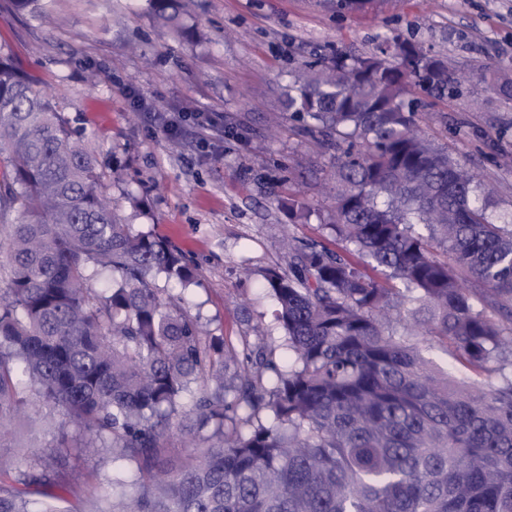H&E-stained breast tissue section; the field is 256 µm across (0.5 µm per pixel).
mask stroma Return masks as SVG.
I'll return each mask as SVG.
<instances>
[{
  "label": "stroma",
  "mask_w": 512,
  "mask_h": 512,
  "mask_svg": "<svg viewBox=\"0 0 512 512\" xmlns=\"http://www.w3.org/2000/svg\"><path fill=\"white\" fill-rule=\"evenodd\" d=\"M177 38L148 0H51L47 18L0 0V49L56 98L78 136L97 150L103 192L121 222L181 250L200 283L185 308L217 338L271 325L276 303L263 273L284 263L283 237L315 238L330 204L333 159L298 135L283 104L304 57L369 54L395 37L447 60L453 95L429 99L422 128L457 154L492 191V211L512 215V99L494 86L512 77V0H381L364 11L337 0H189ZM223 116L200 128L195 113ZM178 121L176 135L165 122ZM309 156L317 183L290 220L294 162ZM269 345L280 343L273 329ZM0 453L67 459L69 497L79 506L121 477L125 462L58 449L74 440L50 403L16 416Z\"/></svg>",
  "instance_id": "1"
}]
</instances>
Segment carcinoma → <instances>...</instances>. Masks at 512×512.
Returning a JSON list of instances; mask_svg holds the SVG:
<instances>
[{"instance_id":"cac0c4a2","label":"carcinoma","mask_w":512,"mask_h":512,"mask_svg":"<svg viewBox=\"0 0 512 512\" xmlns=\"http://www.w3.org/2000/svg\"><path fill=\"white\" fill-rule=\"evenodd\" d=\"M152 7L183 33L174 0ZM453 82L400 38L295 73L289 118L336 152L338 247L293 241L265 269L282 366L272 347L207 338L182 306L195 268L117 219L94 148L0 50V439L35 394L80 450L128 462L91 512H512V221L418 126ZM305 210L293 190L288 216ZM417 334L493 381L435 366ZM175 419L213 427L208 446L174 452ZM64 467L0 460V512H73Z\"/></svg>"}]
</instances>
